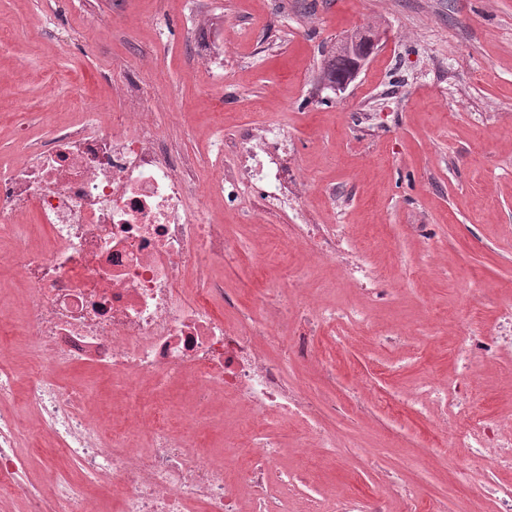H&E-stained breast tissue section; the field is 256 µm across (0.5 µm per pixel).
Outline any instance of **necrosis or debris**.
<instances>
[{"label":"necrosis or debris","instance_id":"necrosis-or-debris-1","mask_svg":"<svg viewBox=\"0 0 512 512\" xmlns=\"http://www.w3.org/2000/svg\"><path fill=\"white\" fill-rule=\"evenodd\" d=\"M113 85L133 105L118 121L62 126L40 146L17 125L23 157L0 164V240L12 243L0 253V273L26 286L22 335L34 354L16 365L0 338V396L23 395L37 415L29 428L0 406V491L24 497L26 512H93L108 498L117 512H241L246 488L260 512H288L276 495L287 474L269 431L306 419L303 447L325 459L335 458L336 439L303 388L289 382L287 363L315 365L334 382L318 332L369 320L355 306L324 307L292 274L256 289L243 312L239 294L211 273L238 258L211 205L236 202L245 185L261 182L251 214L270 222L288 206L287 164L243 135L233 173H203V159L174 150L155 129L168 93L121 78ZM31 213L50 229L39 245L22 222ZM281 238L332 263L350 235L342 224H294ZM454 334V362L465 374L512 351V309L486 330L463 323ZM278 347L285 359L273 358ZM74 364L121 382L119 425L105 423L92 389L59 385L57 372ZM228 395L247 410V432L216 459L200 451V429ZM431 396L450 400L460 420L451 445L477 470L512 469V445L500 439L511 420L488 417L429 377L406 399ZM26 433L51 438L71 468L50 465L48 479L29 488L19 451ZM393 499L400 512H419L416 491L394 479L382 493H333L324 508L309 503L302 512H388Z\"/></svg>","mask_w":512,"mask_h":512}]
</instances>
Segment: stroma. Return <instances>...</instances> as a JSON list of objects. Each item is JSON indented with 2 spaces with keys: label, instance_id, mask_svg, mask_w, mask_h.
I'll return each mask as SVG.
<instances>
[{
  "label": "stroma",
  "instance_id": "1",
  "mask_svg": "<svg viewBox=\"0 0 512 512\" xmlns=\"http://www.w3.org/2000/svg\"><path fill=\"white\" fill-rule=\"evenodd\" d=\"M98 23L109 26L101 43ZM365 30L382 36L368 64L344 93L320 91L326 51ZM219 39L223 67L197 66ZM116 76L172 95L186 120L172 124L162 110L157 128L181 151L208 157L219 121L225 167L242 128L283 151L308 181L289 182L292 204L269 237L284 224L349 225L354 252L394 291L366 303L372 322L428 326L411 363L405 348L369 347L346 325L353 342L334 353L333 385L312 365L288 366L336 438L335 465L316 469L296 446L301 428L274 431L300 476L289 508L318 497L324 481L369 494L399 477L424 503L469 499L490 512L493 493L512 491V472L463 473L457 449L441 444L442 410L403 398L428 375L512 420V354L460 376L443 325L488 327L512 306V0H0V161L16 153L15 125L46 142L56 127L129 111L112 98ZM248 209L225 207L240 256L217 269L245 302L261 285ZM277 261L329 304L354 301L338 270L297 252Z\"/></svg>",
  "mask_w": 512,
  "mask_h": 512
}]
</instances>
